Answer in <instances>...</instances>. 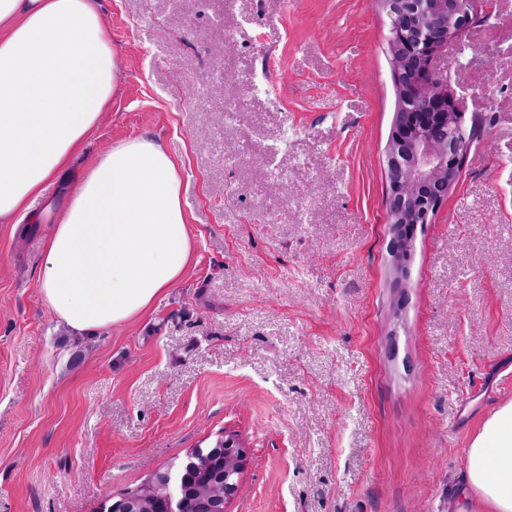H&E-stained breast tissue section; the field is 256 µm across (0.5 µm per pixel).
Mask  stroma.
Here are the masks:
<instances>
[{"instance_id":"1","label":"stroma","mask_w":512,"mask_h":512,"mask_svg":"<svg viewBox=\"0 0 512 512\" xmlns=\"http://www.w3.org/2000/svg\"><path fill=\"white\" fill-rule=\"evenodd\" d=\"M99 5L119 93L46 193L155 139L193 253L144 317L79 336L39 296L49 225L0 223V512H102L227 432L249 459L229 512H447L471 439L512 401V0L436 61L486 121L403 289L372 0Z\"/></svg>"}]
</instances>
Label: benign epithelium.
I'll use <instances>...</instances> for the list:
<instances>
[{
	"label": "benign epithelium",
	"mask_w": 512,
	"mask_h": 512,
	"mask_svg": "<svg viewBox=\"0 0 512 512\" xmlns=\"http://www.w3.org/2000/svg\"><path fill=\"white\" fill-rule=\"evenodd\" d=\"M390 19L387 54L391 65L396 108L382 162L390 179L384 194L389 224L387 245L395 285L405 287L414 256L411 230L432 222L459 184L470 148V128L448 83L435 64L450 44H457L490 13H479L474 0H373ZM224 456V494L201 495L196 512H228L241 492L248 464L247 449L235 434L224 433L216 444ZM172 474L157 471L135 493L112 502V512H159L152 492L167 490Z\"/></svg>",
	"instance_id": "7a95c632"
}]
</instances>
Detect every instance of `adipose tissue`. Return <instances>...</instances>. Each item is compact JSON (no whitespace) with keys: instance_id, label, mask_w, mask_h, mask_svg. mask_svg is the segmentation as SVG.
Segmentation results:
<instances>
[{"instance_id":"obj_1","label":"adipose tissue","mask_w":512,"mask_h":512,"mask_svg":"<svg viewBox=\"0 0 512 512\" xmlns=\"http://www.w3.org/2000/svg\"><path fill=\"white\" fill-rule=\"evenodd\" d=\"M120 65L98 0H0V222L51 225L38 288L78 333L142 315L192 254L179 168L152 139L112 144L71 192L43 196L117 94ZM448 512H512V402L472 438Z\"/></svg>"}]
</instances>
